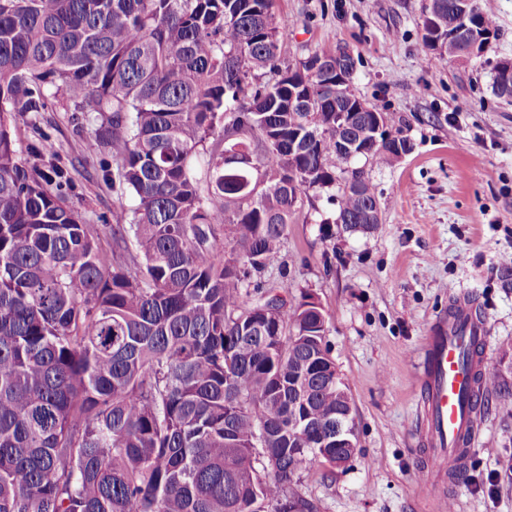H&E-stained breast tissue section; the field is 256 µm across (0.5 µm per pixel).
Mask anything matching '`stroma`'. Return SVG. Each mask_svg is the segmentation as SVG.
I'll list each match as a JSON object with an SVG mask.
<instances>
[{
	"label": "stroma",
	"instance_id": "stroma-1",
	"mask_svg": "<svg viewBox=\"0 0 512 512\" xmlns=\"http://www.w3.org/2000/svg\"><path fill=\"white\" fill-rule=\"evenodd\" d=\"M423 0H277L286 57L347 47L353 89L402 132L409 154L377 167L357 159L382 221L370 233L335 224L326 196L304 206L264 272L289 297L313 293L353 403L358 448L343 467L304 470L299 490L317 512H437L423 471L422 347L458 301L480 305L482 357L512 383V288L499 259L512 253V104L493 95L494 65L512 57V0H493L498 36L482 59L432 64L422 45ZM52 146L69 166V203L92 224L117 207L92 127L76 132L64 110L45 113ZM475 449L448 485L452 512H512V402L486 397Z\"/></svg>",
	"mask_w": 512,
	"mask_h": 512
}]
</instances>
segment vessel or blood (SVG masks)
Returning a JSON list of instances; mask_svg holds the SVG:
<instances>
[{"label":"vessel or blood","mask_w":512,"mask_h":512,"mask_svg":"<svg viewBox=\"0 0 512 512\" xmlns=\"http://www.w3.org/2000/svg\"><path fill=\"white\" fill-rule=\"evenodd\" d=\"M456 314L466 323L464 335H454L451 325L440 322L426 338L420 376L426 470L443 482L472 451L475 435L467 398L474 379L463 365L462 352L470 339L486 335L483 318L470 305L457 304Z\"/></svg>","instance_id":"vessel-or-blood-1"}]
</instances>
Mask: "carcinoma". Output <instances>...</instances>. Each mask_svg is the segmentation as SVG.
I'll return each mask as SVG.
<instances>
[{"label": "carcinoma", "instance_id": "cac0c4a2", "mask_svg": "<svg viewBox=\"0 0 512 512\" xmlns=\"http://www.w3.org/2000/svg\"><path fill=\"white\" fill-rule=\"evenodd\" d=\"M275 2L0 0V512H316L298 475L324 460L288 450L336 429L327 331L312 294L276 306L253 277L302 197L338 176L360 188L329 195L337 223L375 229L379 200L350 161L388 166L412 146L353 92V64L338 92L283 60ZM460 2L423 14L446 35ZM473 2L436 60L496 35ZM60 97L112 152V226L67 203L41 127ZM17 114L35 133L23 148ZM465 360L472 409L512 396L482 346Z\"/></svg>", "mask_w": 512, "mask_h": 512}]
</instances>
